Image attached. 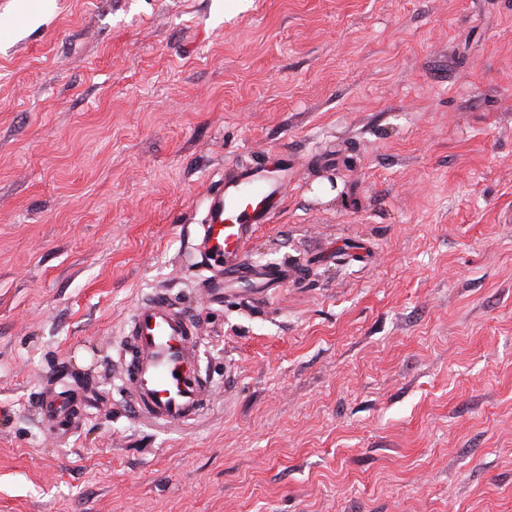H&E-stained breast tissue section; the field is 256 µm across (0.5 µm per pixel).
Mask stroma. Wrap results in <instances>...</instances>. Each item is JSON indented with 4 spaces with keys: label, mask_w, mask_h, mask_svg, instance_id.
I'll return each instance as SVG.
<instances>
[{
    "label": "stroma",
    "mask_w": 512,
    "mask_h": 512,
    "mask_svg": "<svg viewBox=\"0 0 512 512\" xmlns=\"http://www.w3.org/2000/svg\"><path fill=\"white\" fill-rule=\"evenodd\" d=\"M280 149L295 277L210 304L207 199ZM157 292L181 427L122 390ZM0 512H512V0H0ZM197 343L194 320L165 294L134 306L120 351L122 386L132 407L152 423L192 424L208 406L210 389L199 371Z\"/></svg>",
    "instance_id": "1"
}]
</instances>
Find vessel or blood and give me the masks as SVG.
<instances>
[{
    "label": "vessel or blood",
    "mask_w": 512,
    "mask_h": 512,
    "mask_svg": "<svg viewBox=\"0 0 512 512\" xmlns=\"http://www.w3.org/2000/svg\"><path fill=\"white\" fill-rule=\"evenodd\" d=\"M287 171V159L264 160L225 177L208 198L206 221L199 227L201 258L210 271L205 288L222 300L236 286L252 296H269L288 282L284 269H254L246 262V245L258 225L266 223L283 189L273 169ZM197 328L166 295L139 300L127 324L120 357L122 386L132 407L159 426H182L198 420L210 389L199 370Z\"/></svg>",
    "instance_id": "obj_1"
}]
</instances>
